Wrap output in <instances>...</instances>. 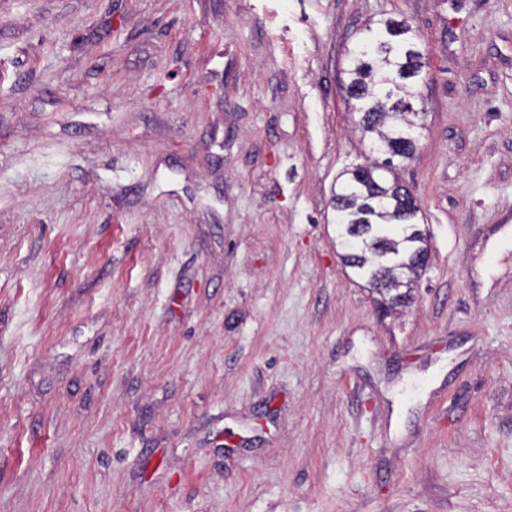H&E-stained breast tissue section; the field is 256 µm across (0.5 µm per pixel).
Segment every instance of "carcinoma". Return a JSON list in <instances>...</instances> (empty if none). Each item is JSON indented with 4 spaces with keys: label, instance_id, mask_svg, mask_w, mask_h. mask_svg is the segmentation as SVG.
I'll use <instances>...</instances> for the list:
<instances>
[{
    "label": "carcinoma",
    "instance_id": "1",
    "mask_svg": "<svg viewBox=\"0 0 512 512\" xmlns=\"http://www.w3.org/2000/svg\"><path fill=\"white\" fill-rule=\"evenodd\" d=\"M347 56L346 92L357 102V125L370 136L371 150L413 159L421 134L408 105L421 99L425 79L419 28L407 20L380 19ZM375 168L370 163L346 172L333 197L342 258L370 285L383 278L412 283L422 270L413 256L418 206L404 185Z\"/></svg>",
    "mask_w": 512,
    "mask_h": 512
}]
</instances>
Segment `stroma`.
I'll use <instances>...</instances> for the list:
<instances>
[{"mask_svg": "<svg viewBox=\"0 0 512 512\" xmlns=\"http://www.w3.org/2000/svg\"><path fill=\"white\" fill-rule=\"evenodd\" d=\"M417 24L430 261L343 266L344 88ZM512 0H0V512H512Z\"/></svg>", "mask_w": 512, "mask_h": 512, "instance_id": "35a3bbf8", "label": "stroma"}]
</instances>
